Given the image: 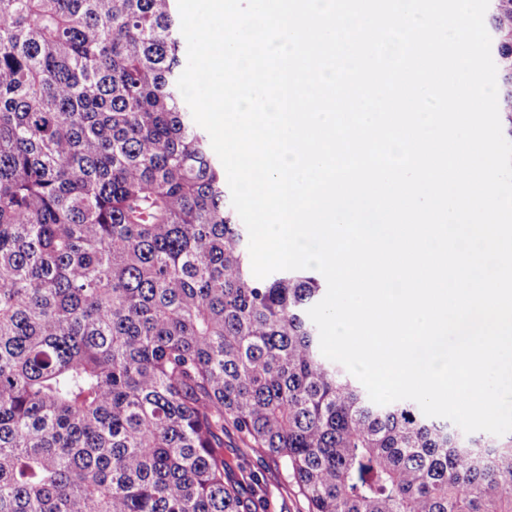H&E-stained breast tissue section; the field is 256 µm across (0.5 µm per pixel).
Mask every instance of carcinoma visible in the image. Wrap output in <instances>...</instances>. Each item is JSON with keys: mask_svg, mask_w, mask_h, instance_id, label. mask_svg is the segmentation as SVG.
Listing matches in <instances>:
<instances>
[{"mask_svg": "<svg viewBox=\"0 0 512 512\" xmlns=\"http://www.w3.org/2000/svg\"><path fill=\"white\" fill-rule=\"evenodd\" d=\"M186 65L177 0H0V512H257L226 428L308 512H512V435L373 403L316 276L254 277Z\"/></svg>", "mask_w": 512, "mask_h": 512, "instance_id": "cac0c4a2", "label": "carcinoma"}]
</instances>
